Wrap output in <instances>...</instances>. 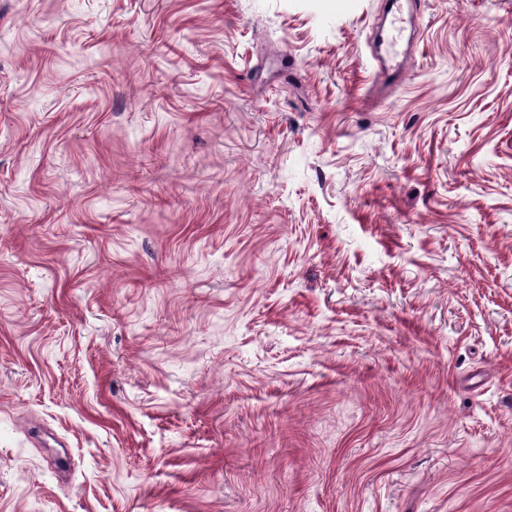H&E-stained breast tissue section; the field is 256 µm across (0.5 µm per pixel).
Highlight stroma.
Listing matches in <instances>:
<instances>
[{"instance_id":"stroma-1","label":"stroma","mask_w":512,"mask_h":512,"mask_svg":"<svg viewBox=\"0 0 512 512\" xmlns=\"http://www.w3.org/2000/svg\"><path fill=\"white\" fill-rule=\"evenodd\" d=\"M415 2L0 0V512H512V0Z\"/></svg>"}]
</instances>
